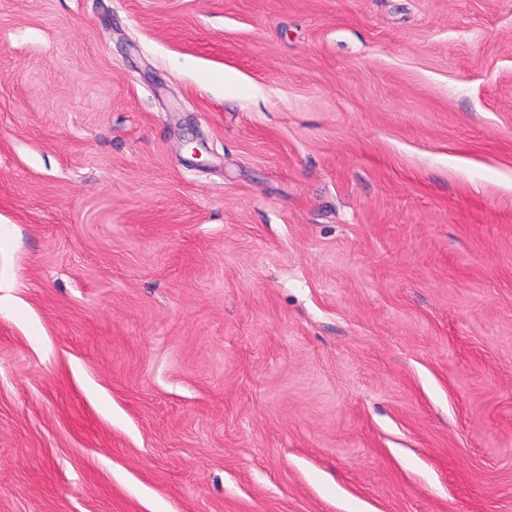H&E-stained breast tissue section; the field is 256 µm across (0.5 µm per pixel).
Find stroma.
Masks as SVG:
<instances>
[{"mask_svg": "<svg viewBox=\"0 0 512 512\" xmlns=\"http://www.w3.org/2000/svg\"><path fill=\"white\" fill-rule=\"evenodd\" d=\"M0 512H512V0H0Z\"/></svg>", "mask_w": 512, "mask_h": 512, "instance_id": "stroma-1", "label": "stroma"}]
</instances>
